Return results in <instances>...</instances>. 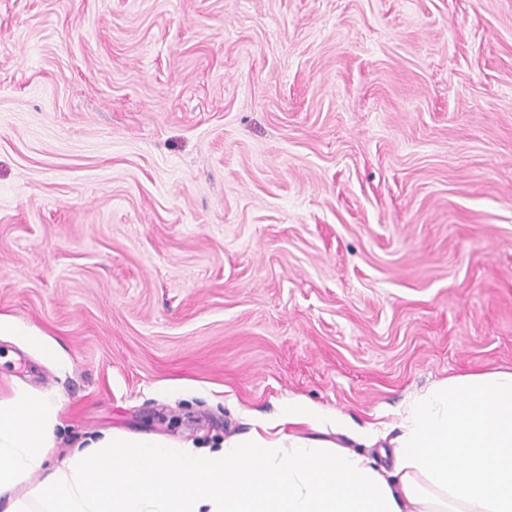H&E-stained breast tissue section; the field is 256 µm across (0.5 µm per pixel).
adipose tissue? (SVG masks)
I'll return each instance as SVG.
<instances>
[{"label": "adipose tissue", "mask_w": 512, "mask_h": 512, "mask_svg": "<svg viewBox=\"0 0 512 512\" xmlns=\"http://www.w3.org/2000/svg\"><path fill=\"white\" fill-rule=\"evenodd\" d=\"M58 402L0 400V512H512V372L438 384L405 410L391 470L283 431L220 447L103 431L57 465ZM42 480L15 497L30 474Z\"/></svg>", "instance_id": "adipose-tissue-1"}]
</instances>
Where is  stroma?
<instances>
[{
	"instance_id": "1",
	"label": "stroma",
	"mask_w": 512,
	"mask_h": 512,
	"mask_svg": "<svg viewBox=\"0 0 512 512\" xmlns=\"http://www.w3.org/2000/svg\"><path fill=\"white\" fill-rule=\"evenodd\" d=\"M0 316L54 459L294 402L389 467L512 370V0H0Z\"/></svg>"
}]
</instances>
